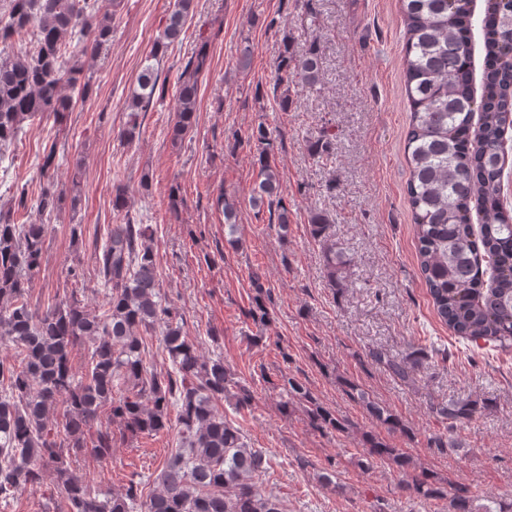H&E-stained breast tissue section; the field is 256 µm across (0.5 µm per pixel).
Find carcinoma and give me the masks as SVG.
Here are the masks:
<instances>
[{"label": "carcinoma", "mask_w": 512, "mask_h": 512, "mask_svg": "<svg viewBox=\"0 0 512 512\" xmlns=\"http://www.w3.org/2000/svg\"><path fill=\"white\" fill-rule=\"evenodd\" d=\"M193 0H174L161 35L146 57L137 88L128 103L129 121L120 139L130 144L139 129V113L147 111L159 84V62L179 38ZM512 0H485L486 15L478 43L471 40L473 0H402L406 29L405 79L410 124L405 140L409 166L406 198L414 220L419 273L439 319L455 336L483 341L491 348L512 347V211L504 194L505 130L512 121V76L499 74L505 32L498 7ZM119 0H8L0 16V45L33 26L36 45L0 57V157L17 140L26 122L38 115L58 118L72 111L73 95L84 96L82 67L66 59L67 44L78 40L94 55L112 39V10ZM279 81L288 83L279 109L291 106V87H313L323 80L316 44L305 49L283 37L278 57ZM210 69L207 41L200 43L178 79L173 144L193 129L199 78ZM260 181L249 198L252 208L276 210V224L288 236L290 218L281 197V175L274 143L264 125L252 133ZM63 192L49 185L36 207L50 216L61 209ZM215 206L224 218L225 241L240 243L239 201L218 190ZM320 212L310 218L311 235L323 242L328 282L342 288L347 261L328 233ZM46 224H18L12 208L0 207V337L16 347L15 363L0 361V501L41 483L52 467L63 498L60 512H283L280 500L259 489L255 478L269 459L251 448L241 430L224 418L215 402L229 394L235 406L253 400L251 386L224 367L221 358H207L183 335L170 305L160 293L158 267L147 240L150 224H114L96 256L97 279L109 289L103 310L91 313L76 300L62 299L42 313L26 300L28 274L42 259ZM255 295L250 315L269 318L265 289L251 276ZM162 329V345L171 369L161 374L147 364L141 333ZM92 341L85 372L77 375L71 351ZM428 356L397 357L369 347L359 361L375 365L402 385L415 383ZM350 398L387 434H410L401 417L375 400L362 386L344 382ZM284 411L305 407L312 427L343 431L346 424L320 405L299 381L283 384ZM64 405L62 416L51 411ZM176 407L180 446L171 450L145 492L139 482L100 496L72 468L71 451L98 461L112 459L114 436L108 427H94L99 412L119 421L121 437L158 434L170 427ZM487 404L450 399L433 403L429 413L447 424L429 447L442 453L457 449L458 430L472 422ZM368 460L389 461L406 476L405 487L430 500L443 495L436 479L410 471L411 459L376 433L363 436ZM448 512H512V504H476L471 491L458 485L448 495Z\"/></svg>", "instance_id": "obj_1"}]
</instances>
